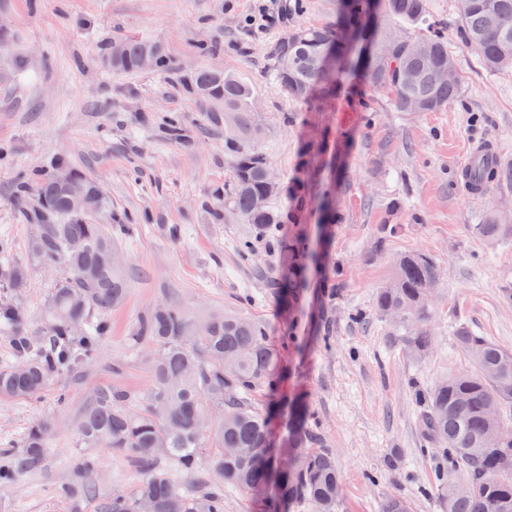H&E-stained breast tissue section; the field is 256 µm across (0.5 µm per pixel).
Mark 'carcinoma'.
Listing matches in <instances>:
<instances>
[{"label": "carcinoma", "instance_id": "obj_1", "mask_svg": "<svg viewBox=\"0 0 512 512\" xmlns=\"http://www.w3.org/2000/svg\"><path fill=\"white\" fill-rule=\"evenodd\" d=\"M376 6L370 37L373 52L363 60L368 86L391 94L398 112H435L459 93V79L439 82L433 72L455 62L442 27L428 20L427 0H338L336 22L300 27L293 38L277 40L272 48V75L295 100H305L335 72L351 66L350 43L363 32L364 18ZM398 18L425 26L409 39L392 30L387 21ZM459 20L464 45L490 71L512 69V0H460ZM119 71L139 69V57L150 43L125 39ZM189 90L205 99L224 101L225 145L233 178L224 190V202L243 223L263 230L278 223L271 206L267 157L252 144L256 135L253 91L227 72L198 70ZM489 182H512V164L503 161L488 169ZM39 224L30 242L32 264L61 267L63 274L50 288L42 309L41 345L21 335L23 316L9 303L0 304V327L15 333L14 362L0 367V402L31 400L57 372L73 371L92 359L106 322L99 314L121 304L127 293L123 265L108 261L112 233L104 224L69 208L68 198L49 172L37 181ZM266 204L258 207L257 202ZM476 235L489 242L512 240V221L490 212L473 225ZM293 264L282 288L293 293L294 270L308 263L304 245L291 246ZM0 260L7 263V287H26L28 268L9 262V249L0 240ZM440 285L435 260L419 252L396 256L391 272L376 289L374 310L402 337L407 353L420 359L434 339L426 327L429 304ZM137 339L151 345V383L137 401L126 390L103 386L87 404L78 428L82 448H104L130 461L143 475L129 493L112 495L102 512H224V489L245 490L265 499L266 512H336L342 482L336 457L325 448L308 424L306 406L288 403L283 448L288 467L281 469L282 448L269 438V416L253 400L261 389L275 394L284 377L280 355L268 342L264 325L226 312L201 321L182 307L162 305L143 319ZM456 348L471 362L468 370L437 377L416 393L422 453L432 462L429 486L448 512H512V351L504 349L467 326L453 331ZM52 423L42 421L27 429L24 448L0 462L8 479L19 467L40 459ZM497 433L499 443L484 438ZM180 474L202 482L186 486ZM413 500L404 493L387 496L380 512H412Z\"/></svg>", "mask_w": 512, "mask_h": 512}]
</instances>
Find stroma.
I'll return each instance as SVG.
<instances>
[{"label":"stroma","instance_id":"stroma-1","mask_svg":"<svg viewBox=\"0 0 512 512\" xmlns=\"http://www.w3.org/2000/svg\"><path fill=\"white\" fill-rule=\"evenodd\" d=\"M428 2L460 79L458 97L436 112L395 111L353 72L303 101L272 80L271 47L287 25L332 23L336 0H303L291 16L286 0H0V239L28 266L26 288L0 289V302L24 308L25 330L39 325L55 274L29 263L34 225L16 196L62 160L96 179L111 202L119 223L112 247L129 283L123 304L104 313L109 330L88 364L55 374L38 398L0 403L1 458L19 453L34 422L53 424L42 461L0 486V512H100L113 493L135 488L140 473L121 456L78 447L77 429L98 387L138 398L147 391L149 348L133 332L166 302L196 316L231 310L266 327L286 371L280 400L305 401L336 456L337 512H379L397 492L411 495L414 512H445L417 492L430 463L414 392L468 368L450 339L456 326L512 350V242L472 231L487 211L512 203V187L475 200L457 173L475 139L497 141L512 162V70L488 71L465 48L457 0ZM126 38L158 43L166 68L112 70L111 45ZM203 68L253 89V144L280 181V221L268 232L224 205L232 178L224 115L186 87ZM334 211L341 223H332ZM245 240L255 250L250 261L238 250ZM297 241L315 261L287 300L279 284ZM411 251L433 257L441 275L430 306L434 343L420 360L373 311L393 259ZM327 279L336 284L332 300ZM89 458L93 495H65Z\"/></svg>","mask_w":512,"mask_h":512}]
</instances>
